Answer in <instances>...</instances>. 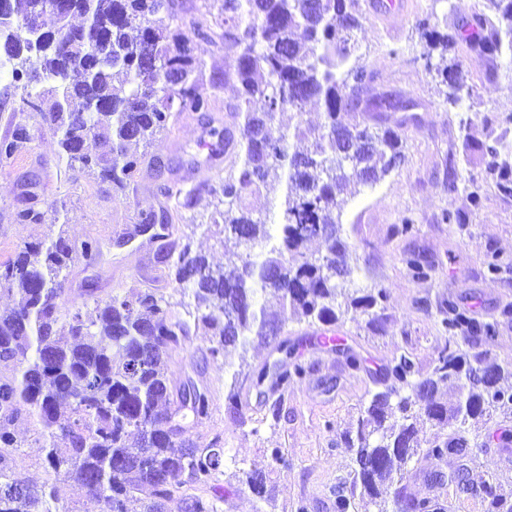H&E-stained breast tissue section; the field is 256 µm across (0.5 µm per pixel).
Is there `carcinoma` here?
<instances>
[{
  "instance_id": "1",
  "label": "carcinoma",
  "mask_w": 512,
  "mask_h": 512,
  "mask_svg": "<svg viewBox=\"0 0 512 512\" xmlns=\"http://www.w3.org/2000/svg\"><path fill=\"white\" fill-rule=\"evenodd\" d=\"M6 2L0 42L12 47L11 79L42 69L43 85L30 107L52 126L67 164L97 174L112 191H125L142 165L132 147L152 143L177 114L212 110L191 46L192 38H207L208 29L203 19L185 21L182 0H66L64 14L51 7L53 0ZM485 2L476 31L418 25L429 50L440 51L438 63L428 66L452 105L470 94V86L448 52L464 44L512 54V0ZM218 10L224 14V55L234 58L224 80L235 86L233 111L242 135L240 162L210 193L224 205L222 246L234 270L226 275L212 268L188 243L179 250L172 269L175 281L193 290L191 324L156 288L97 300L86 312L65 310L68 270L92 257L98 245L71 243L57 216V232L23 243L0 263V294L15 299L0 313V512H53V491L36 489L16 465L11 425L22 419L39 427L48 466L64 473L89 503L104 500L110 512H133L130 505L139 502L142 512H162L177 498L183 512H216L224 448L218 439L207 448L191 439V429L208 414L209 391L192 381L170 386L169 353L185 344L193 326L214 337L209 354L216 360L250 336L266 339L290 316L333 322L342 306L366 310L383 297L380 290L346 293L352 250L335 212L337 194L379 181L403 158L395 130L341 119L356 109L372 79L362 66L343 69L363 23L359 0H220ZM47 14L60 39L40 45ZM75 17L80 24L72 23ZM298 30L300 39L294 37ZM311 100L323 106L316 131L300 124L288 134L275 128L276 113H300ZM28 141L26 125L15 123L0 139V158L14 156ZM469 145L489 170L500 167L497 143L472 137ZM281 188L273 235L245 199ZM313 239L324 246L318 257L304 251ZM271 300L280 308L277 320L267 313ZM442 327L465 339H491L495 332L493 324L454 310ZM475 370L482 376L467 377ZM303 373L295 363L271 379L263 368L257 384L269 378L280 387ZM389 374L408 394L389 386L373 393L345 433L354 457L350 479L336 487V512H349L357 496L376 512H445L438 496L389 489L421 450L438 463L464 457L474 445L472 427L496 408L512 411V391L502 386L505 370L486 352L467 356L447 348L424 378L405 355ZM427 424L446 427L448 434L428 437ZM233 477L270 502L264 471L238 467ZM431 484L471 491L462 468L436 472ZM201 488L213 497L195 494ZM481 493L485 512H512L495 486L486 483Z\"/></svg>"
}]
</instances>
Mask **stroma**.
<instances>
[{"instance_id": "1", "label": "stroma", "mask_w": 512, "mask_h": 512, "mask_svg": "<svg viewBox=\"0 0 512 512\" xmlns=\"http://www.w3.org/2000/svg\"><path fill=\"white\" fill-rule=\"evenodd\" d=\"M394 21L365 12L356 31V61L374 75L376 93L416 104L410 112H355L357 121L392 128L403 140L404 161L374 184L337 198L341 235L353 246L346 286L361 296L380 289L383 301L367 311L340 314L332 325L292 318L268 343L250 341L247 349H228L223 357L208 354L210 337L191 334L167 360L171 385L193 379L208 387L210 407L192 430L199 447L220 440L227 455L258 467L269 476L271 503L256 499L243 486L220 476L223 498L217 512H336L333 490L347 478L352 453L344 432L359 410L380 389L386 368L395 359L412 358L419 374H429L446 348L463 354L485 351L512 369V194L500 190L498 173L489 171L478 152L467 148L466 135L497 143L500 159L512 175V56L479 55L463 47L454 57L468 72L473 90L449 106L435 72L427 67L418 30L420 19L439 28L465 25L483 9V0H401ZM36 85L27 79L0 82V138L9 134L10 116L26 123L31 140L10 159L0 158V262L18 245L42 238L54 216L66 220L74 243L98 240L99 251L79 259L67 281L69 307L92 299L122 296L151 286L187 317L194 309L192 291L169 275L172 253L183 243L225 264L220 229L213 225L218 184L234 155L218 140L219 130L232 126L225 110L234 99L232 85L213 87L209 112H185L153 144L140 145L144 154L131 186L107 193L94 176L70 167L59 153L57 137L29 102ZM193 192L189 207L176 208L169 191ZM33 207L41 223H20L14 214ZM458 214V223L444 213ZM156 222L172 217V238L163 249L137 240L113 238L121 224ZM411 233H402L403 224ZM418 260L424 275L408 265ZM467 313L495 326L492 340L479 344L449 338L441 327L449 309ZM333 343H323V330ZM280 363L305 367L304 376L287 387H255L254 375ZM237 388L242 408L231 407L227 394ZM512 415L495 416L481 425L477 445L465 459L435 462L419 454L410 464L404 485L416 497L440 495L448 512H485L479 490L492 483L512 503ZM18 461L33 482L56 485L57 512H106L104 503L85 504L71 483L48 468L30 424L17 422ZM466 468L472 489L458 494L436 489L427 479L435 470Z\"/></svg>"}]
</instances>
